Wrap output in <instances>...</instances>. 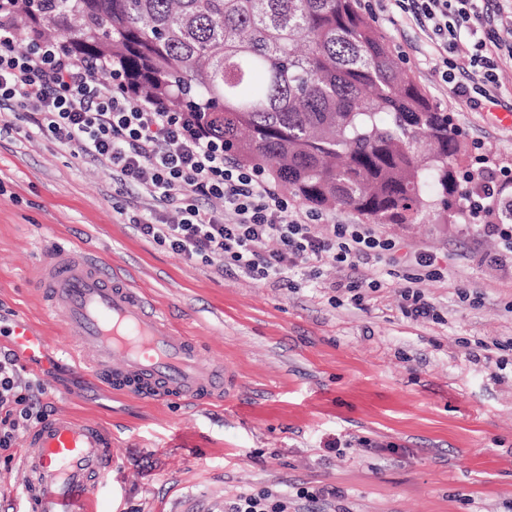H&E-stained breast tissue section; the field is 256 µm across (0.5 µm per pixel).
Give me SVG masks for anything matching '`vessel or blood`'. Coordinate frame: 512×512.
Listing matches in <instances>:
<instances>
[{
    "instance_id": "1",
    "label": "vessel or blood",
    "mask_w": 512,
    "mask_h": 512,
    "mask_svg": "<svg viewBox=\"0 0 512 512\" xmlns=\"http://www.w3.org/2000/svg\"><path fill=\"white\" fill-rule=\"evenodd\" d=\"M63 332L76 344L77 370L100 377L113 392L188 402H229L230 367L209 360L197 340L176 327L103 258L55 250L33 282ZM13 348L39 358L46 336L26 321L8 331ZM117 459L112 434L99 423L52 415L29 432L19 453L29 482L25 512H92L97 490Z\"/></svg>"
}]
</instances>
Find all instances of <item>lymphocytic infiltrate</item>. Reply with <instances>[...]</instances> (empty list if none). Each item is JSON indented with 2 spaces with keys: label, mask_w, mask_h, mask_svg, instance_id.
<instances>
[{
  "label": "lymphocytic infiltrate",
  "mask_w": 512,
  "mask_h": 512,
  "mask_svg": "<svg viewBox=\"0 0 512 512\" xmlns=\"http://www.w3.org/2000/svg\"><path fill=\"white\" fill-rule=\"evenodd\" d=\"M407 21L431 31L447 52L478 19L477 0H388ZM12 19L0 15V106L17 105L43 135L76 148L120 174L157 204L179 201V218L164 224L154 215L129 217L144 237L186 258H216L257 281L287 286L288 273L333 265L339 287L362 305V288L378 289L359 268L397 261L413 272L401 289L410 319L438 312L423 282L444 278L432 254H400L395 241L363 224H317L256 170L229 162L224 144L207 134L190 112L132 97L119 80H104L101 60L72 55L52 40L18 49ZM48 413L20 379L14 354L0 352V460L12 463L17 428Z\"/></svg>",
  "instance_id": "obj_1"
}]
</instances>
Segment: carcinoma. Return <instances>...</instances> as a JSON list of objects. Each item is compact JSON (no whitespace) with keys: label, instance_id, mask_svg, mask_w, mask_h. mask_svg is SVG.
Masks as SVG:
<instances>
[{"label":"carcinoma","instance_id":"obj_1","mask_svg":"<svg viewBox=\"0 0 512 512\" xmlns=\"http://www.w3.org/2000/svg\"><path fill=\"white\" fill-rule=\"evenodd\" d=\"M23 40L106 62L202 117L236 162L317 210L459 224L463 141L357 0H0Z\"/></svg>","mask_w":512,"mask_h":512}]
</instances>
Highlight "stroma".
<instances>
[{
	"label": "stroma",
	"instance_id": "1",
	"mask_svg": "<svg viewBox=\"0 0 512 512\" xmlns=\"http://www.w3.org/2000/svg\"><path fill=\"white\" fill-rule=\"evenodd\" d=\"M410 76L450 113L473 172L512 178V0H485L475 40L496 61L494 101L447 89L434 42L357 0ZM156 204L117 172L33 133L19 108L0 109V349L14 319L48 339L49 367L19 359L23 380L54 414L88 416L112 433L119 462L98 512H227L266 491L288 512H512V349L472 357L479 341L512 339V276L488 262L496 239L473 224H383L407 251L448 271L424 282L439 319L406 318L402 280L385 264L366 310L333 291L335 267L295 272L294 287L255 281L219 261L187 259L140 234L130 213ZM100 255L210 357L230 364L235 402L204 405L113 393L75 371L72 341L33 290L47 248ZM314 499L304 498V491Z\"/></svg>",
	"mask_w": 512,
	"mask_h": 512
}]
</instances>
